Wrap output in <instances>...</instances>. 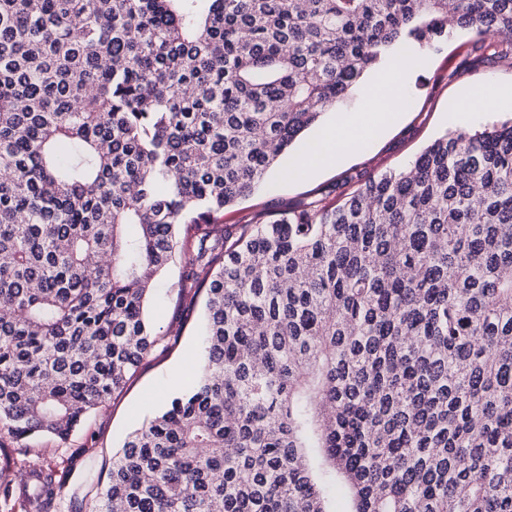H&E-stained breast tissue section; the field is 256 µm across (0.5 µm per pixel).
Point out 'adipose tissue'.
<instances>
[{
  "label": "adipose tissue",
  "instance_id": "ef3b65f1",
  "mask_svg": "<svg viewBox=\"0 0 512 512\" xmlns=\"http://www.w3.org/2000/svg\"><path fill=\"white\" fill-rule=\"evenodd\" d=\"M399 92L400 84L395 71L380 75L368 88L364 112L329 130L309 154L295 158L292 174L304 176L317 173L333 159L337 143L353 141L357 134L369 131L373 121H381L386 126L395 123L397 115L393 105Z\"/></svg>",
  "mask_w": 512,
  "mask_h": 512
}]
</instances>
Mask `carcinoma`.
I'll list each match as a JSON object with an SVG mask.
<instances>
[{"label":"carcinoma","mask_w":512,"mask_h":512,"mask_svg":"<svg viewBox=\"0 0 512 512\" xmlns=\"http://www.w3.org/2000/svg\"><path fill=\"white\" fill-rule=\"evenodd\" d=\"M512 49V0H0V430L61 441L160 341L180 257L194 385L90 512H512V120L453 130L239 233L299 135L399 45ZM19 512H53L50 467Z\"/></svg>","instance_id":"carcinoma-1"}]
</instances>
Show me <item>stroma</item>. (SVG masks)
Returning a JSON list of instances; mask_svg holds the SVG:
<instances>
[{"label": "stroma", "instance_id": "stroma-1", "mask_svg": "<svg viewBox=\"0 0 512 512\" xmlns=\"http://www.w3.org/2000/svg\"><path fill=\"white\" fill-rule=\"evenodd\" d=\"M395 57L400 63L409 57L416 61L401 79L398 123L378 136L357 138L342 149L336 162L314 176L285 177L286 165L278 163L253 197L225 209V225L265 222L312 192L335 188L349 172L378 175L397 170L445 132L481 130L512 118L511 102L489 114L472 106L484 85L512 87V56L481 44L477 35L459 30L435 48L400 50ZM148 316L162 334L158 345L125 388L67 441L36 436L22 444L0 431V468H9L13 493H20L26 480L24 465L49 466L60 486L55 512H83L126 435L163 407L168 397L190 388L205 356L204 300L183 290L180 266H172L159 280Z\"/></svg>", "mask_w": 512, "mask_h": 512}]
</instances>
